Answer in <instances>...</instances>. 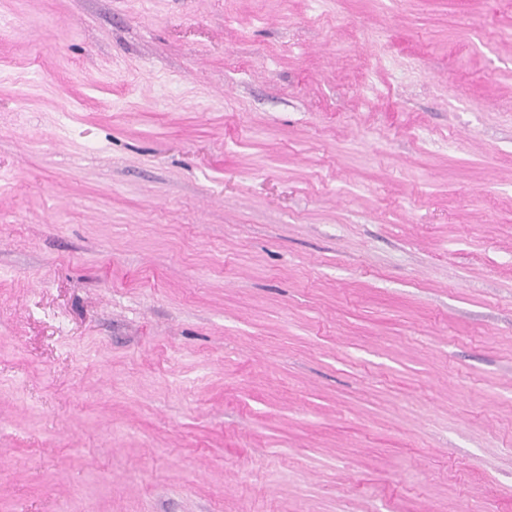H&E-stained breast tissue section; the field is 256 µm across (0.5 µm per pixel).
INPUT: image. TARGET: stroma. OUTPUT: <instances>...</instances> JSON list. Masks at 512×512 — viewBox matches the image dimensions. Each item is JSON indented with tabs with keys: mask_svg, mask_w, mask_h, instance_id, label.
<instances>
[{
	"mask_svg": "<svg viewBox=\"0 0 512 512\" xmlns=\"http://www.w3.org/2000/svg\"><path fill=\"white\" fill-rule=\"evenodd\" d=\"M0 512H512V0H0Z\"/></svg>",
	"mask_w": 512,
	"mask_h": 512,
	"instance_id": "35a3bbf8",
	"label": "stroma"
}]
</instances>
